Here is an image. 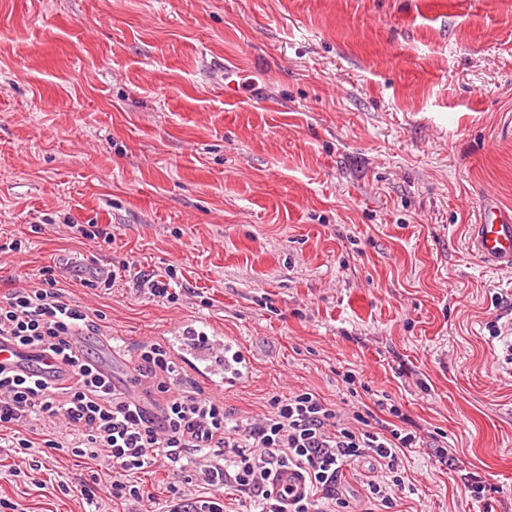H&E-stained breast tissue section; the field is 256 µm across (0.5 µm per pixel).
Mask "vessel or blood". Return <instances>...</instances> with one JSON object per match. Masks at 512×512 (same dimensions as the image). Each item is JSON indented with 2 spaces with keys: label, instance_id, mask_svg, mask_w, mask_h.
Wrapping results in <instances>:
<instances>
[{
  "label": "vessel or blood",
  "instance_id": "1",
  "mask_svg": "<svg viewBox=\"0 0 512 512\" xmlns=\"http://www.w3.org/2000/svg\"><path fill=\"white\" fill-rule=\"evenodd\" d=\"M476 251L483 259L503 267H512V210L496 202H486L473 236ZM175 354L181 364L219 392L239 385L251 367L243 348L222 331L208 332L183 324L174 332ZM0 365L37 373L52 379L62 367L43 355H34L17 345L0 341Z\"/></svg>",
  "mask_w": 512,
  "mask_h": 512
}]
</instances>
